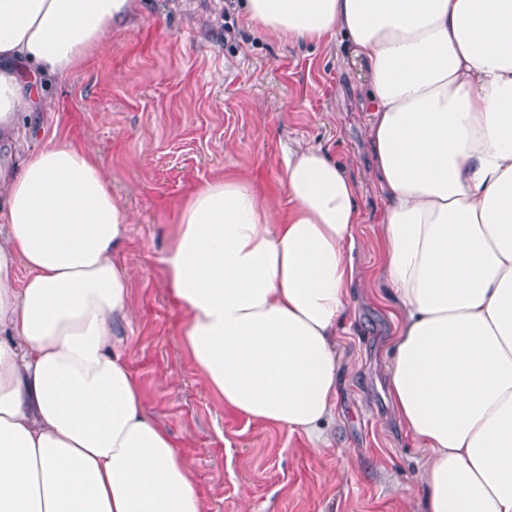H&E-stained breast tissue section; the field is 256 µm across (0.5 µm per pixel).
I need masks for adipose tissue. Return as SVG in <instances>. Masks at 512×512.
I'll use <instances>...</instances> for the list:
<instances>
[{
    "label": "adipose tissue",
    "instance_id": "adipose-tissue-1",
    "mask_svg": "<svg viewBox=\"0 0 512 512\" xmlns=\"http://www.w3.org/2000/svg\"><path fill=\"white\" fill-rule=\"evenodd\" d=\"M141 7L0 0V145ZM242 7L284 43L339 38L363 75L399 321L387 393L426 452L421 512H512V0ZM278 181L284 211L236 176L195 189L174 212L163 275L212 396L324 445L357 188L302 144ZM131 222L90 146L53 132L20 161L0 159V512H203L122 348Z\"/></svg>",
    "mask_w": 512,
    "mask_h": 512
}]
</instances>
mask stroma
<instances>
[{"instance_id":"stroma-1","label":"stroma","mask_w":512,"mask_h":512,"mask_svg":"<svg viewBox=\"0 0 512 512\" xmlns=\"http://www.w3.org/2000/svg\"><path fill=\"white\" fill-rule=\"evenodd\" d=\"M342 52L262 35L224 0H146L106 54L57 79L53 111L28 130L32 146L53 126L91 144L133 217L123 252L136 270L133 316L122 334L147 411L192 471L203 512L418 509L423 451L396 424L385 388L397 330L380 283L386 199L369 172L363 79ZM295 141L326 150L358 184V281L338 329L330 449L214 399L183 347L185 314L162 275L174 210L205 181L249 178L287 208L277 177Z\"/></svg>"}]
</instances>
